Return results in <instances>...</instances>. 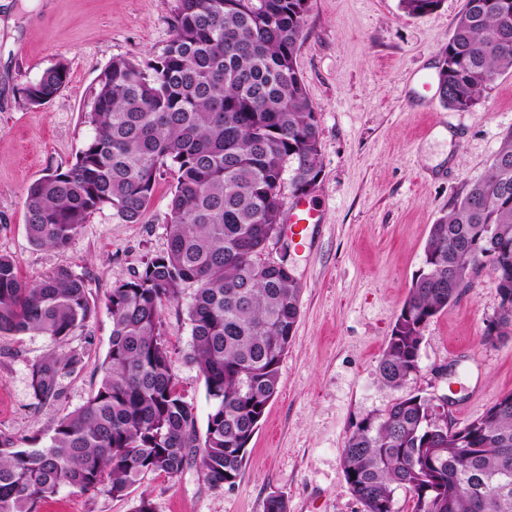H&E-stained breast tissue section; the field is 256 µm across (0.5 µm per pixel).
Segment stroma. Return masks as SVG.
Returning a JSON list of instances; mask_svg holds the SVG:
<instances>
[{"label":"stroma","instance_id":"stroma-1","mask_svg":"<svg viewBox=\"0 0 512 512\" xmlns=\"http://www.w3.org/2000/svg\"><path fill=\"white\" fill-rule=\"evenodd\" d=\"M177 0H0V254L20 276L56 267L84 277L98 306L90 337L58 344L44 335L0 336V429L19 446L50 434L57 420L96 389L109 348L105 308L112 288L130 281L168 248L174 171L155 186L138 224L114 209L93 212L64 249L32 245L25 229L28 186L72 165L93 135L85 118L98 75L115 57L163 53ZM464 0H442L415 18L400 0H309L296 56L317 112L319 180L307 199L320 217L304 242L270 239L261 261L287 258L300 287V316L280 366L279 389L252 438L236 484L211 488L187 469L176 481L148 474L127 497L60 489L40 512H131L149 493L154 512H264L285 494L290 512H363L344 477L342 449L353 425L406 395L450 394L454 420L480 417L512 391V338L483 343L498 311L495 273L484 267L469 289L422 332L419 368L396 390L383 388L378 360L416 274L431 224L480 179L512 130V71L480 101L458 111L437 97L439 67ZM65 89L48 105L26 108L18 89L58 61ZM430 86L421 89L419 79ZM178 387L199 423L210 410L204 380L189 358L186 308L163 312ZM79 353L57 398L35 399L34 362L50 352Z\"/></svg>","mask_w":512,"mask_h":512}]
</instances>
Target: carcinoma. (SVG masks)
Here are the masks:
<instances>
[{
    "mask_svg": "<svg viewBox=\"0 0 512 512\" xmlns=\"http://www.w3.org/2000/svg\"><path fill=\"white\" fill-rule=\"evenodd\" d=\"M308 2L177 0L162 55L113 58L85 114L94 136L70 167L27 188L30 242L62 249L105 206L126 224L140 223L158 178L176 170L167 251L106 298L112 333L94 393L40 446L22 448L0 430V512H38L62 487L123 498L144 475L174 479L191 467L213 488L236 483L278 392L300 313L292 274L257 256L281 222L284 174L297 193L315 187L321 172L317 113L296 67ZM400 2L414 17L441 4ZM509 70L512 0H465L440 68L442 102L467 110ZM68 79V64L59 61L21 85V101L41 108ZM483 262L499 295L483 333L494 344L512 337V131L485 175L431 225L424 267L377 365L384 387L399 389L418 369L425 326L474 286ZM187 285L194 288L186 307L190 358L210 402L203 434L177 387L163 319ZM96 314L72 269L29 282L0 254V336L89 339ZM79 362L71 352L33 364L35 398H56ZM342 459L364 512H395L398 490L412 512H512V392L452 428L448 411L430 399L397 398L383 414L355 423ZM265 512H290L288 497L269 496Z\"/></svg>",
    "mask_w": 512,
    "mask_h": 512,
    "instance_id": "1",
    "label": "carcinoma"
}]
</instances>
